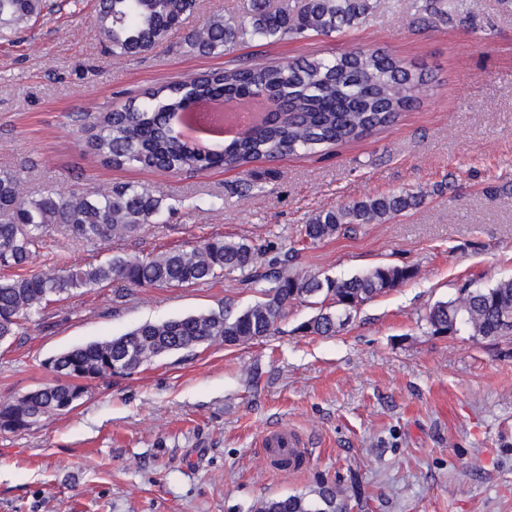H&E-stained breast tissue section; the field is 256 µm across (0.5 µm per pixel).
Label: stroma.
Here are the masks:
<instances>
[{
  "instance_id": "obj_1",
  "label": "stroma",
  "mask_w": 512,
  "mask_h": 512,
  "mask_svg": "<svg viewBox=\"0 0 512 512\" xmlns=\"http://www.w3.org/2000/svg\"><path fill=\"white\" fill-rule=\"evenodd\" d=\"M242 2L200 0L180 30L133 58L104 50L96 0H46L35 22L0 38V170L32 195L130 182L175 203L125 240L53 233L29 271L223 235L280 256L297 248L295 265L322 276L377 265L413 275L333 336L301 333L318 308L295 302L271 336L86 382L72 411L0 432V512H251L258 499L323 481L351 489L349 512H512V335L436 334L426 319L468 282L512 279V0H463L449 24L423 23L413 0H377L340 37L186 53L185 32L215 14L239 16ZM375 46L421 71L427 90L396 124L324 158L170 176L103 166L75 133L81 113L201 72ZM401 190L422 194L421 206L297 244L295 228L318 211ZM256 297L227 278L134 288L119 305L108 287L51 304L0 345V405L53 380L48 360L73 346ZM278 426L303 438L301 472L275 471L263 454V436Z\"/></svg>"
}]
</instances>
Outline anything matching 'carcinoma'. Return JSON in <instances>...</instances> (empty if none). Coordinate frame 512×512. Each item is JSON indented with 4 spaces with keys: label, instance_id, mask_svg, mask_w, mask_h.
<instances>
[{
    "label": "carcinoma",
    "instance_id": "1",
    "mask_svg": "<svg viewBox=\"0 0 512 512\" xmlns=\"http://www.w3.org/2000/svg\"><path fill=\"white\" fill-rule=\"evenodd\" d=\"M198 0H98L101 38L114 57H134L155 48L197 9ZM457 0H415L421 19H453ZM43 0H0V30L27 28ZM373 5L371 0H298L272 6L249 0L237 23L211 18L184 37L201 56L222 55L246 39L274 43L313 36L333 37L352 27ZM425 85L423 74L382 48L357 47L340 53L271 64H238L169 82L105 113L83 114L86 144L105 166L157 169L170 174L213 168L240 169L290 155L333 152L337 147L382 131L411 107ZM259 99L270 115L244 116V131L213 150L200 149L180 133L172 117L194 104ZM422 202V196L391 193L368 196L321 210L296 230L299 240L320 242L364 224L382 223ZM163 210V199L141 184L107 191L88 189L68 197L46 190L37 197L23 191L9 172L0 173V267L24 268L50 233L90 243L138 235ZM261 247L245 239L210 237L196 246L156 255L114 256L90 265L49 267L0 279V343L23 333L25 323L55 301L79 290L116 285L113 302L123 303L128 287H186L238 273L260 298L235 312L229 307L145 322L104 341L72 347L49 360L58 378L14 401L0 405V431L37 425L42 418L70 411L85 393L82 382L132 374L162 354L192 351L222 341L240 346L272 335L288 315L290 303L308 301L319 313L300 325L301 332L331 336L345 316L363 303L409 280L407 267L379 265L347 279L319 277L293 269V256L274 257L258 266ZM427 323L434 332L494 340L512 331V279L493 287L464 284L458 295L436 302ZM254 512H348L336 486L322 482L308 493L262 499Z\"/></svg>",
    "mask_w": 512,
    "mask_h": 512
}]
</instances>
